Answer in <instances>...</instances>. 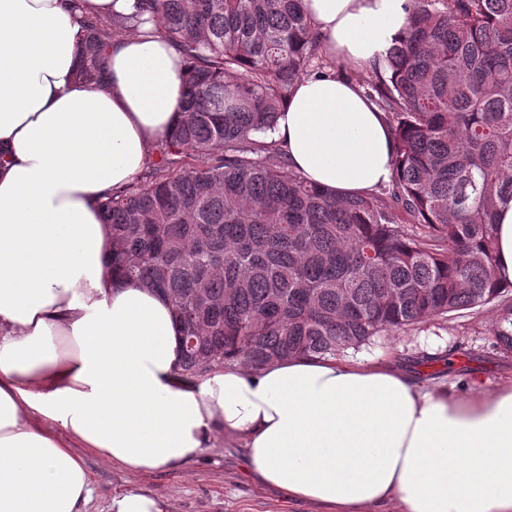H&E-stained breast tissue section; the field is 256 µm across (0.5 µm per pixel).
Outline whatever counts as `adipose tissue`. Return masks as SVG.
<instances>
[{
    "label": "adipose tissue",
    "instance_id": "obj_1",
    "mask_svg": "<svg viewBox=\"0 0 512 512\" xmlns=\"http://www.w3.org/2000/svg\"><path fill=\"white\" fill-rule=\"evenodd\" d=\"M322 50L385 58L408 0H305ZM69 0H0V512H84L83 451L130 472L185 465L217 437L255 477L333 512H512V382L420 383L390 362L288 358L181 376L160 294L112 281L98 201L181 118V58L132 32L107 80L76 76ZM290 170L342 198L389 182L393 140L354 81L312 75L279 114Z\"/></svg>",
    "mask_w": 512,
    "mask_h": 512
}]
</instances>
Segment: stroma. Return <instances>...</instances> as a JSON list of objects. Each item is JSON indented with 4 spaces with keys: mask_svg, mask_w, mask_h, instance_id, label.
I'll list each match as a JSON object with an SVG mask.
<instances>
[{
    "mask_svg": "<svg viewBox=\"0 0 512 512\" xmlns=\"http://www.w3.org/2000/svg\"><path fill=\"white\" fill-rule=\"evenodd\" d=\"M496 318L495 309L485 307L467 317L430 321L380 337L358 356L400 359L432 384L449 388L473 383L491 391L512 381V352L497 349L492 336ZM426 355L431 364H423ZM246 457L243 443L219 439L185 466L131 473L84 453L93 487L86 512H111L113 497L128 491L160 495L168 500L170 512H322L316 505L288 500L280 490L261 485Z\"/></svg>",
    "mask_w": 512,
    "mask_h": 512,
    "instance_id": "35a3bbf8",
    "label": "stroma"
}]
</instances>
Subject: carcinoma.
I'll use <instances>...</instances> for the list:
<instances>
[{"instance_id": "obj_1", "label": "carcinoma", "mask_w": 512, "mask_h": 512, "mask_svg": "<svg viewBox=\"0 0 512 512\" xmlns=\"http://www.w3.org/2000/svg\"><path fill=\"white\" fill-rule=\"evenodd\" d=\"M303 0H135L83 20L79 78L109 42L159 35L184 64L182 119L145 172L98 205L112 272L166 296L180 371L344 357L379 336L492 306L512 352V284L496 281L512 200V0H409L402 37L357 81L395 144L390 181L331 197L270 136L321 51ZM495 225L498 251L497 275L501 280L512 282V201L503 203Z\"/></svg>"}]
</instances>
